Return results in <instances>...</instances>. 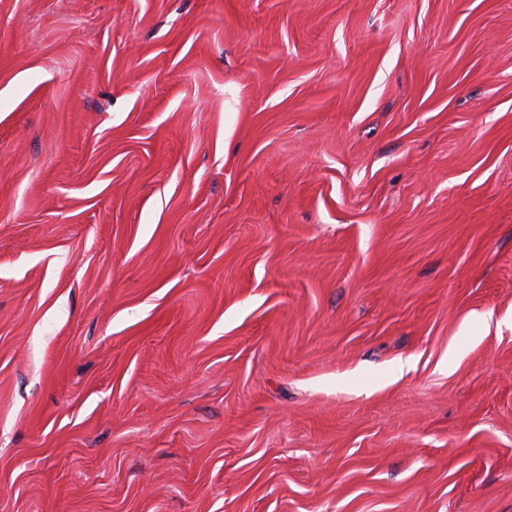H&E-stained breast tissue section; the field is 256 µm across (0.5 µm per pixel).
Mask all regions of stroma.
Here are the masks:
<instances>
[{
  "instance_id": "stroma-1",
  "label": "stroma",
  "mask_w": 512,
  "mask_h": 512,
  "mask_svg": "<svg viewBox=\"0 0 512 512\" xmlns=\"http://www.w3.org/2000/svg\"><path fill=\"white\" fill-rule=\"evenodd\" d=\"M0 512H512V0H0Z\"/></svg>"
}]
</instances>
